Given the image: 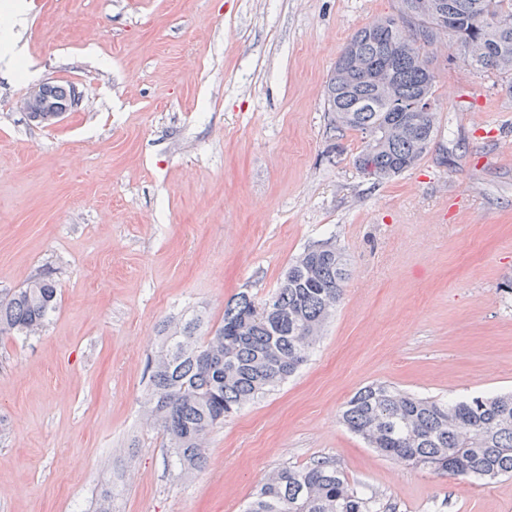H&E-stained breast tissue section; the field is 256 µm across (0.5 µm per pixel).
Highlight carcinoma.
Wrapping results in <instances>:
<instances>
[{"label":"carcinoma","instance_id":"cac0c4a2","mask_svg":"<svg viewBox=\"0 0 512 512\" xmlns=\"http://www.w3.org/2000/svg\"><path fill=\"white\" fill-rule=\"evenodd\" d=\"M400 0L398 14L356 31L349 42L364 60L390 73L411 108L435 100L436 75L425 48L446 34L463 61L478 70L512 74V0ZM386 25V37L374 29ZM41 97L62 107L73 87L44 84ZM330 129L362 134L353 165L363 177L391 181L424 157L437 131L436 109L394 112L370 71L352 73L337 58L328 82ZM349 276L347 259L324 242L305 249L273 292V306L240 292L224 306L210 336L200 321L183 324L148 363V416L162 431L181 470L206 460L205 442L224 418L292 376L306 361L339 303ZM57 304L55 281L41 275L0 298V336L27 338ZM344 425L369 447L393 460L440 475L494 480L512 475V393L456 401L419 397L385 383L359 389L341 414ZM245 512H387L375 493H362L327 461L284 467L265 477Z\"/></svg>","mask_w":512,"mask_h":512}]
</instances>
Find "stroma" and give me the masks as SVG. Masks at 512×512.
Wrapping results in <instances>:
<instances>
[{"label":"stroma","mask_w":512,"mask_h":512,"mask_svg":"<svg viewBox=\"0 0 512 512\" xmlns=\"http://www.w3.org/2000/svg\"><path fill=\"white\" fill-rule=\"evenodd\" d=\"M0 62V293L47 275L58 306L0 340V512H244L285 466L327 461L393 512H512V477L384 457L340 421L383 382L457 400L512 391V75L428 48L439 132L385 183L335 137L325 92L359 29L398 0H31ZM68 83L43 126L18 106ZM330 241L350 275L307 362L208 437L184 474L145 415L175 325L210 335Z\"/></svg>","instance_id":"obj_1"}]
</instances>
